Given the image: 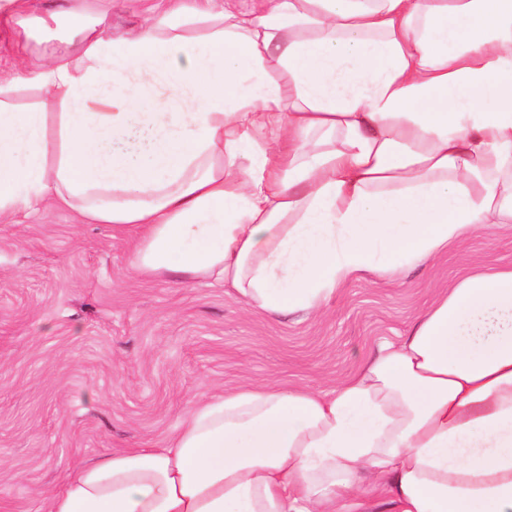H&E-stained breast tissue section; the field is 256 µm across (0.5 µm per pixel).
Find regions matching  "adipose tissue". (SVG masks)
<instances>
[{"mask_svg": "<svg viewBox=\"0 0 512 512\" xmlns=\"http://www.w3.org/2000/svg\"><path fill=\"white\" fill-rule=\"evenodd\" d=\"M107 12L25 15L45 36L0 78L1 224L69 208L133 231L136 273L281 315L512 222V0H157L109 44ZM382 504L512 512V266L458 279L336 387L243 386L165 447L82 463L46 512Z\"/></svg>", "mask_w": 512, "mask_h": 512, "instance_id": "obj_1", "label": "adipose tissue"}]
</instances>
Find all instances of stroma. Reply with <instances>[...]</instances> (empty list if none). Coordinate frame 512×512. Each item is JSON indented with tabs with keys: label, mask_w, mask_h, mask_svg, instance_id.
I'll list each match as a JSON object with an SVG mask.
<instances>
[{
	"label": "stroma",
	"mask_w": 512,
	"mask_h": 512,
	"mask_svg": "<svg viewBox=\"0 0 512 512\" xmlns=\"http://www.w3.org/2000/svg\"><path fill=\"white\" fill-rule=\"evenodd\" d=\"M134 246L65 209L0 223V512H43L85 459L163 447L218 391L344 381L450 281L512 264V223L352 279L315 316L253 311L206 280L138 277Z\"/></svg>",
	"instance_id": "1"
}]
</instances>
